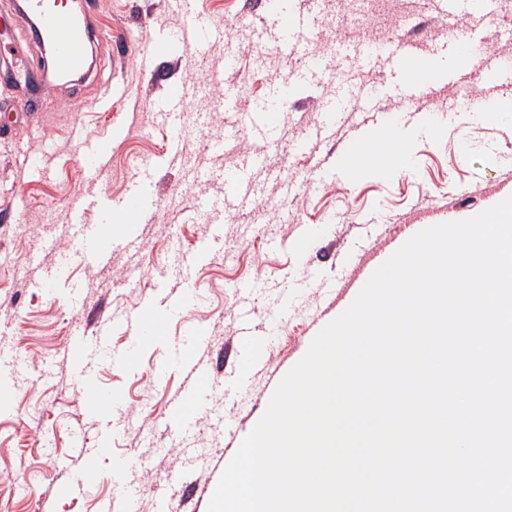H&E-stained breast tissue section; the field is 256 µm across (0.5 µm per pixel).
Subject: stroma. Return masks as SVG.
<instances>
[{"label": "stroma", "instance_id": "stroma-1", "mask_svg": "<svg viewBox=\"0 0 512 512\" xmlns=\"http://www.w3.org/2000/svg\"><path fill=\"white\" fill-rule=\"evenodd\" d=\"M264 0H192L188 11L168 0H92L97 26L125 30L126 40L95 44L92 76L85 82L50 77L41 109L24 117L19 88L0 82V345L20 353L24 362L0 386L10 406L0 414V512H98L112 494L110 456L131 461L138 487L139 512H159V496L169 491L183 512H207L219 478L250 428L265 413L283 375L306 354L320 330L348 308L358 294L362 267L391 251L401 224H440L454 215L473 214L512 189V112L457 115L463 92L481 98L484 71L512 62V0H497V15L487 24L469 23L467 42L492 45L483 62L464 69L459 46L444 34L446 19L438 0H322L319 26L301 56L322 57L329 68L320 84L297 88L285 104L288 129L263 145L242 133L224 153L209 144L224 138L238 112H249L270 98L289 66L273 49L250 42L251 29L268 24ZM223 27V41L199 51L180 47L156 53L152 38L186 25L191 17ZM408 36L419 52H440L448 63L444 76L428 83L417 103L425 112L453 116L437 142L424 140L418 127L402 132L415 157L403 173L375 165L360 174L330 182L315 181L312 161L342 166L362 116L353 96L360 86L381 88L380 111L397 116L408 104L390 91L392 76L381 64L361 65L356 50L370 42ZM239 56L236 72L224 70V55ZM193 82L198 96L183 110L181 160L170 163L168 135L159 125L156 105L177 83ZM239 93L238 112H224L218 100L225 86ZM342 100L347 123L334 140L294 154V143L317 122L324 102ZM111 136L112 155L99 180L82 174L78 156L95 138ZM255 152L266 166L255 173L261 189L257 205L215 222L196 211L195 202L221 190L218 171L236 166ZM40 157L41 168L26 159ZM146 179L156 201L149 223L141 225L138 255L114 252L109 264L87 261L65 241L70 199L81 195L107 203L122 197L133 181ZM297 193L287 198L284 184ZM294 222H279L282 210ZM335 222L305 261L295 245L302 225ZM61 239L58 251L44 249L47 237ZM223 250H208L214 236ZM69 257V276L81 288L73 303L66 286L46 295L43 270L61 255ZM185 264L199 304L180 314L159 310L161 337L138 347L133 368L122 373L108 362L95 366L101 387L122 392L125 403L104 421L80 410V381L60 360L68 336L93 330L112 309L138 310L149 295H178V278L158 279L159 268ZM258 283L251 308L256 328L276 317L278 302L291 296L290 320L271 347L272 366L239 372L235 328L236 288ZM207 329L208 359L220 389L208 412L195 418L191 453L170 446L163 427L183 378L170 372L156 378L153 366L170 344L185 341L188 327ZM88 445L107 443L111 453L97 457L99 484L77 496L61 488L76 480L81 464L71 458L75 436Z\"/></svg>", "mask_w": 512, "mask_h": 512}]
</instances>
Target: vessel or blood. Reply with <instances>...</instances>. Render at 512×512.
Instances as JSON below:
<instances>
[{
	"label": "vessel or blood",
	"mask_w": 512,
	"mask_h": 512,
	"mask_svg": "<svg viewBox=\"0 0 512 512\" xmlns=\"http://www.w3.org/2000/svg\"><path fill=\"white\" fill-rule=\"evenodd\" d=\"M266 6L269 11L281 15L282 21L277 26L257 30V39L272 44L280 56L294 59L298 55L300 43L311 37L314 31L317 0H308L306 8L300 11L290 9L286 0H267ZM494 6L495 0H442L443 14L455 24L475 16L486 21L492 20ZM13 12L25 17L29 27L35 28L36 34L33 39L21 38L15 41L11 47L12 66L1 77L25 89L28 94L26 106L31 112L37 111L40 94L49 85L47 78L38 74L30 65L29 54L35 47L48 49L60 71L81 75L88 69V58L83 44L90 33H97L99 39L105 41L113 37L111 30H95L90 11L66 5L64 0H15ZM223 38V29L193 22L177 33L157 38L155 44L171 48L184 44L202 50ZM381 60L388 61L393 70L395 89L411 102L416 101L418 93L425 87L426 76H437L443 70L441 59L417 58L402 42L394 45L372 44L364 48L363 64L371 65ZM319 69V62L310 58L299 69L290 71L287 79L276 88L271 101L246 113L250 130L263 138L279 134L288 124V113L281 107V100L287 98L293 83L303 79H315ZM193 93V88L189 86L174 87L159 112L168 130L169 157L174 163L181 157L183 105ZM378 96L379 92L375 89H363L356 93L359 110L367 116V134L347 155L343 174H355L371 162L392 166L407 159L401 125L378 109ZM414 117L417 126L431 138L437 136L449 121V115L445 112L418 111ZM343 119L344 109L341 103H325L319 121L310 130L308 139L326 140L334 137ZM111 151L112 141L108 138L101 137L88 144L82 155L84 175L99 173L106 166ZM262 163V158L257 155L244 157L235 169L225 171L222 196L200 201V208L209 211L217 220L227 213L251 209L256 202L252 173ZM154 207L153 197L141 180L134 182L117 203L103 207L101 219L96 224L85 223L82 219L83 203L77 199L72 200L70 237L86 259L97 263L107 262L116 249L137 252L141 247V238L136 225L147 221ZM283 326L284 321L279 318L259 330L245 315L240 318L235 334L250 367L263 369L268 366L270 338L279 334ZM156 328L157 319L152 305L148 304L134 313L113 312L103 318L93 332L72 334L65 345L64 358L80 379L81 408L84 415L104 420L123 404L120 393L101 389L93 376V367L98 359H106L116 369L128 368L132 361V350L111 348L112 330H124L139 343L153 336ZM206 342L204 334L193 332L189 344L178 343L170 346L165 360L158 367L162 373L171 368L179 369L185 377V386L174 399L166 417L167 425L174 429L173 442L178 446L186 445L195 414L208 410L217 387V380L209 366L198 361L188 351L189 345L198 346ZM75 446L84 464L78 480L65 487L66 492L73 495L83 493L100 478L98 469L90 463L91 458L97 456V449L87 447L80 439L76 440ZM112 473L118 484L112 498L104 504V512H137V496L130 479L129 462L124 459L113 460Z\"/></svg>",
	"instance_id": "b4317fda"
}]
</instances>
